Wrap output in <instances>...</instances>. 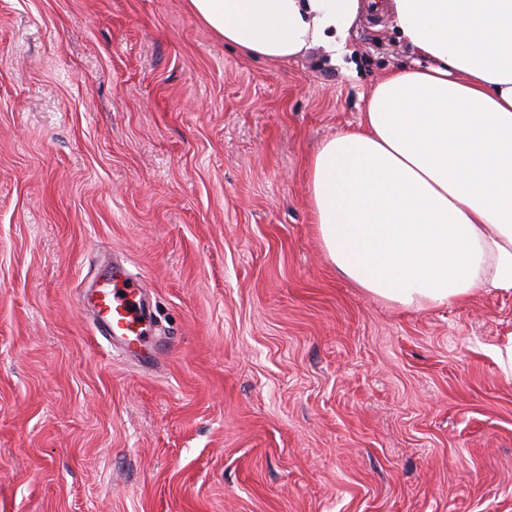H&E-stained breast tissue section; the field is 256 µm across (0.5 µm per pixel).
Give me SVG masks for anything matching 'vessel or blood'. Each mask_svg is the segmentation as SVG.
I'll return each instance as SVG.
<instances>
[{"label":"vessel or blood","instance_id":"b4317fda","mask_svg":"<svg viewBox=\"0 0 512 512\" xmlns=\"http://www.w3.org/2000/svg\"><path fill=\"white\" fill-rule=\"evenodd\" d=\"M95 313L97 327L129 355L153 358L158 344L143 326L146 318L139 279L126 271H110L100 288L83 297Z\"/></svg>","mask_w":512,"mask_h":512}]
</instances>
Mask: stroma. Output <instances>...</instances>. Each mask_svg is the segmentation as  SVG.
<instances>
[{
	"label": "stroma",
	"mask_w": 512,
	"mask_h": 512,
	"mask_svg": "<svg viewBox=\"0 0 512 512\" xmlns=\"http://www.w3.org/2000/svg\"><path fill=\"white\" fill-rule=\"evenodd\" d=\"M224 44L186 0H0V512H512V297L333 266L308 163L418 54ZM120 263L155 364L80 292Z\"/></svg>",
	"instance_id": "stroma-1"
}]
</instances>
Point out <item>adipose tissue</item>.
<instances>
[{"instance_id": "ef3b65f1", "label": "adipose tissue", "mask_w": 512, "mask_h": 512, "mask_svg": "<svg viewBox=\"0 0 512 512\" xmlns=\"http://www.w3.org/2000/svg\"><path fill=\"white\" fill-rule=\"evenodd\" d=\"M225 44L266 60L344 53L365 10L429 58L374 88L358 128L308 165L337 271L404 307L512 295V0H188Z\"/></svg>"}]
</instances>
